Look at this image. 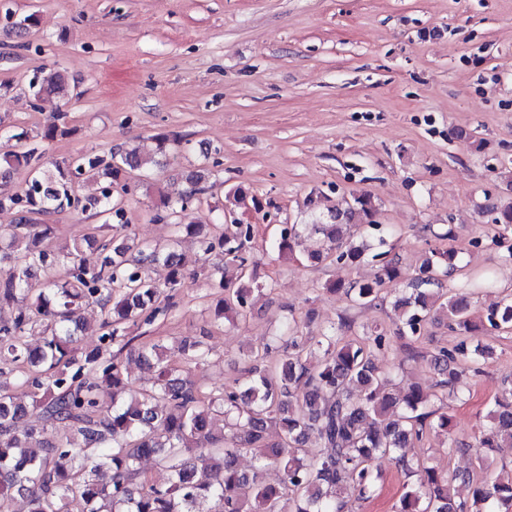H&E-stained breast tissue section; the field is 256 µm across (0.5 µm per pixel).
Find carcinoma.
Wrapping results in <instances>:
<instances>
[{
  "label": "carcinoma",
  "mask_w": 512,
  "mask_h": 512,
  "mask_svg": "<svg viewBox=\"0 0 512 512\" xmlns=\"http://www.w3.org/2000/svg\"><path fill=\"white\" fill-rule=\"evenodd\" d=\"M64 76L50 71L29 83L37 101L63 89ZM68 133L66 113L49 119L43 138L51 141ZM32 168L31 181L22 194L0 198V211L24 202L34 213L50 215L75 203L83 212L101 220L98 228L112 229V218L123 213L120 183L126 169L138 170L149 181L164 163L136 147L109 160L77 155L40 164L32 150L17 151L0 160V169L15 165ZM94 172L109 179V186L81 198L75 195L73 177ZM204 175L187 177L191 185L179 199L157 190L159 208L172 220V245L154 246L130 235L120 244L102 245L98 268L87 267L82 245L73 240L61 259H52L30 242L50 232L23 213L10 224H0V263L12 265L10 276L0 281V303H26L10 325H0V365L24 369L29 400L16 399L0 390V512L7 497L24 498L28 512H345L350 499L372 498L381 480L375 459L389 457L402 466L409 482L394 512H512V469L507 476L494 474L487 451L512 446V382L494 400L488 426L477 444L475 458L481 475L468 471L439 472L409 456L411 448L434 430L448 438V453L463 451L454 436L453 416L446 406H435L434 395L416 385L402 391L393 379L377 370L374 356L389 342L387 332L363 329L353 338V321L342 317L321 335H303L296 321L288 322L283 337L286 357L270 359L269 347L253 348L249 367L222 392L202 393L195 383L168 364L159 344L131 346L123 325L154 317L161 291L143 272L146 263H160L169 270L165 287H183L182 258L175 246L182 230L177 221L202 192ZM357 207L321 212V197L311 196L309 224H282L273 248L293 254V243L303 234H319L317 248L308 254L314 262L331 259L349 266L378 264L372 282L334 283L329 291L342 292L357 305H377L384 286L403 282L407 295L393 304L398 313L397 335L414 342L426 326L440 317L458 336L457 344L432 356L439 386L457 391L467 371L486 350L468 339L475 329L469 316L467 292L448 294V274L457 270L455 254L430 247L422 262L403 277L399 260L383 251L387 228L371 218L375 204L368 196L355 198ZM219 235L199 241L205 252L219 248L224 265L208 274L224 290L217 316L246 317L254 292L262 291L248 273L246 243L253 238L250 224H220ZM235 267L236 287L229 288V267ZM104 309L102 326L112 330L100 336V345L75 355L76 335L86 301ZM512 325V300L489 308L482 321L485 331ZM36 326L47 333L44 345L31 349L24 333ZM114 344L152 366L153 386L134 393L119 357L107 355ZM187 363L206 360L209 349L190 337L178 341ZM361 391L355 397L352 387ZM62 430L50 456L39 454L29 439L48 428ZM319 449L311 455L308 446ZM251 455L253 469L241 470L238 459ZM155 456L170 473L167 483L153 484L144 477L141 462ZM275 465L281 471L276 484L261 481V472ZM473 487L472 498L454 495L455 484Z\"/></svg>",
  "instance_id": "1"
}]
</instances>
